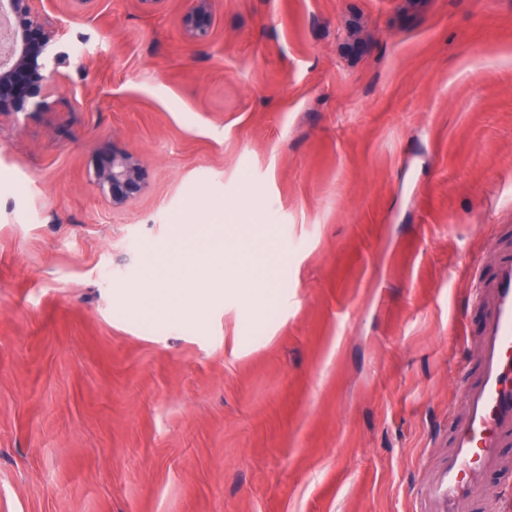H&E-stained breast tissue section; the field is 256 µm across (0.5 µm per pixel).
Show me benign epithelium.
Wrapping results in <instances>:
<instances>
[{"mask_svg": "<svg viewBox=\"0 0 512 512\" xmlns=\"http://www.w3.org/2000/svg\"><path fill=\"white\" fill-rule=\"evenodd\" d=\"M34 0H0V20L9 25V42L0 44V115L25 112L49 105L59 80L74 65L58 26L40 14ZM182 19L185 38L193 43L210 37L213 0H187ZM98 190L120 207L142 189V164L129 151L112 153L95 174Z\"/></svg>", "mask_w": 512, "mask_h": 512, "instance_id": "obj_1", "label": "benign epithelium"}]
</instances>
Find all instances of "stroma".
I'll list each match as a JSON object with an SVG mask.
<instances>
[{"mask_svg":"<svg viewBox=\"0 0 512 512\" xmlns=\"http://www.w3.org/2000/svg\"><path fill=\"white\" fill-rule=\"evenodd\" d=\"M35 7L76 65L0 116V512H413L512 252V0ZM212 231L249 278L117 303ZM188 9L182 19L185 38L189 42L201 43L210 37L209 20L212 16L213 0H187ZM142 164L137 154L113 152L107 165L95 174L98 190L109 197L112 205H124L142 189Z\"/></svg>","mask_w":512,"mask_h":512,"instance_id":"1","label":"stroma"}]
</instances>
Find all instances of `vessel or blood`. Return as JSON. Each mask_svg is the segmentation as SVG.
I'll list each match as a JSON object with an SVG mask.
<instances>
[{
  "label": "vessel or blood",
  "mask_w": 512,
  "mask_h": 512,
  "mask_svg": "<svg viewBox=\"0 0 512 512\" xmlns=\"http://www.w3.org/2000/svg\"><path fill=\"white\" fill-rule=\"evenodd\" d=\"M472 297L490 302L477 340L479 378L468 382L466 364L457 365L464 416L452 423L447 455L414 487V512H467L476 498L488 512H512V487L484 482L500 468V448L512 434V256H499L490 280H475Z\"/></svg>",
  "instance_id": "b4317fda"
}]
</instances>
